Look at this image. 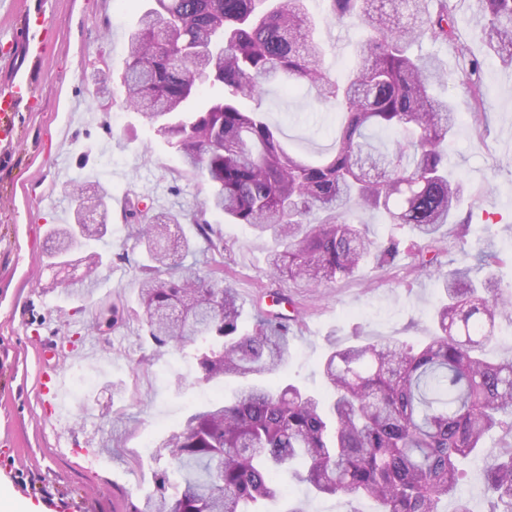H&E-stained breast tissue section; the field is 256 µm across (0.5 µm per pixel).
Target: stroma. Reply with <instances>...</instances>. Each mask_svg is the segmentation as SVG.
<instances>
[{
  "label": "stroma",
  "instance_id": "stroma-1",
  "mask_svg": "<svg viewBox=\"0 0 512 512\" xmlns=\"http://www.w3.org/2000/svg\"><path fill=\"white\" fill-rule=\"evenodd\" d=\"M0 12V31L23 32L27 44L0 40V87L14 70L34 89L17 107L16 140L0 147V512H130L152 491L156 475L172 470L168 457L153 453L194 409L231 395L232 384L198 382L194 362L177 345L157 348L141 323L122 317L112 326L87 329L92 312L115 304L135 307V283L144 256L128 237L123 218L127 195L138 194L154 211L174 210L187 219L173 238L194 239L205 186L178 176L180 155L143 116L131 110L121 90L126 34L141 13L137 0H12ZM459 33L484 59L486 124H478L464 89L448 81L441 93L461 119L448 139V168L461 179L463 201L444 227L443 268L462 259L457 226L470 222L484 250L503 256L496 268L512 283V68L487 58L478 32L483 17L476 0H462ZM325 48L324 65L343 78L354 57L355 30L321 20L314 32ZM111 77L108 88L95 75ZM267 119L290 146L306 155L330 147L336 111L306 94L267 87L261 100ZM96 181L112 194L107 231L91 247L106 262L90 298L69 297L78 254L54 267L49 228L73 222L75 186ZM211 223L224 238V274L244 307L243 326L257 311L273 307L270 292L300 297L302 321L292 330V353L284 379L316 389L318 364L331 344L352 334L422 342L434 331L438 298L433 279L416 268L417 240L408 226L367 214L368 231L381 241L400 239L403 255L390 266L370 261L349 280L298 293L290 282L271 280L265 256L273 240L259 241L252 229L218 215ZM95 346L93 359L76 352ZM63 370L72 401L69 420L54 427L41 391V371ZM101 461L85 460L84 448H101ZM304 503L307 512H374L369 500L311 495L287 484L280 512Z\"/></svg>",
  "mask_w": 512,
  "mask_h": 512
}]
</instances>
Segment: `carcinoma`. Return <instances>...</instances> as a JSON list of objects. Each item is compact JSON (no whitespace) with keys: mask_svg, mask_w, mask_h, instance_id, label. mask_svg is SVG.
<instances>
[{"mask_svg":"<svg viewBox=\"0 0 512 512\" xmlns=\"http://www.w3.org/2000/svg\"><path fill=\"white\" fill-rule=\"evenodd\" d=\"M127 36L125 101L143 114L182 156V172L204 182L202 212L222 214L270 235L282 249L267 253L271 278L314 288L353 277L370 255L390 265L399 241L370 239L351 208L383 211L419 240L418 267L438 282L435 331L413 346L399 340L331 344L321 363L329 397L294 383H275L291 352V324L259 314L242 331L235 289L200 276L193 253L167 248L174 212L150 213L127 198L130 237L148 263L136 283L146 333L159 347L196 348L199 380L238 381L230 400L190 414L159 447L175 464L171 482L133 512H267L283 495V475L320 496L366 497L379 512H441L462 477L459 462L487 452L486 438L512 436V358L481 351L502 321L512 325V290L492 273L499 254L482 249L476 263L440 268L442 228L464 191L448 177L442 145L458 115L435 92L447 81L436 59L412 52L427 39L455 47L457 78L476 116L486 113L484 62L456 36L455 0H328L331 19L355 29L357 58L339 84L322 65L307 0H155ZM479 39L488 55L512 68V0H478ZM305 88L336 108L330 151L312 163L285 147L263 112L243 107L265 88ZM394 136L378 146L371 132ZM78 200L109 207L102 188L78 186ZM208 250L220 251L218 230L193 219ZM88 229L57 224L51 256L64 264L89 247ZM177 493L167 495L169 485ZM493 512H512V445L485 469Z\"/></svg>","mask_w":512,"mask_h":512,"instance_id":"1","label":"carcinoma"}]
</instances>
